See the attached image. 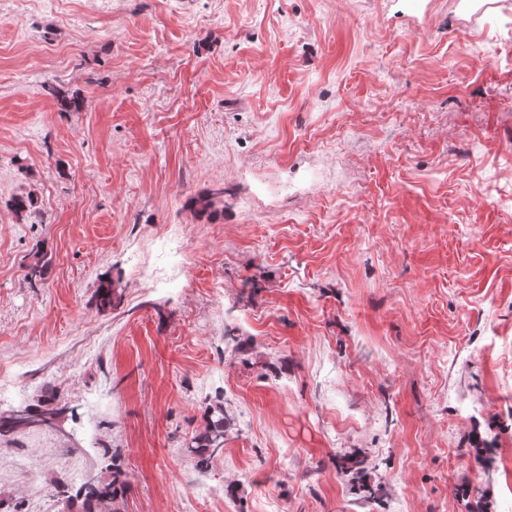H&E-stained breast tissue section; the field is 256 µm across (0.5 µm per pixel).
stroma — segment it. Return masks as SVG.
I'll return each instance as SVG.
<instances>
[{
  "mask_svg": "<svg viewBox=\"0 0 512 512\" xmlns=\"http://www.w3.org/2000/svg\"><path fill=\"white\" fill-rule=\"evenodd\" d=\"M0 376V512H512V0H0ZM43 89L52 96L63 110L79 111L84 106V99L77 92H73L71 95L62 90L56 84L49 83L48 80L44 82ZM56 394L50 385L44 388L43 402L38 407L25 406L0 411V438L20 436L30 429L53 428L64 416L66 408L54 404ZM230 423L224 413V403L218 401L208 408L205 427L186 441V448L196 460V466L206 468L208 462L224 450V433ZM125 487L123 474L116 470L109 481L102 480L97 474H89L75 495L71 494L72 486L68 482L59 480L54 486V495L66 501L82 497L86 512H114L112 504L122 496Z\"/></svg>",
  "mask_w": 512,
  "mask_h": 512,
  "instance_id": "35a3bbf8",
  "label": "stroma"
}]
</instances>
